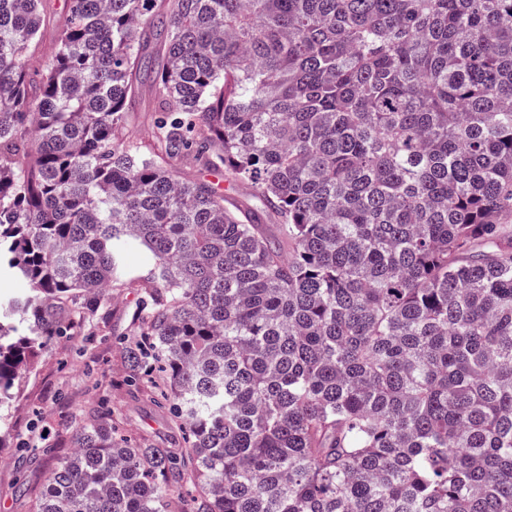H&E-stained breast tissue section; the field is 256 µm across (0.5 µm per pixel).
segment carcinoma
Returning a JSON list of instances; mask_svg holds the SVG:
<instances>
[{
  "label": "carcinoma",
  "mask_w": 512,
  "mask_h": 512,
  "mask_svg": "<svg viewBox=\"0 0 512 512\" xmlns=\"http://www.w3.org/2000/svg\"><path fill=\"white\" fill-rule=\"evenodd\" d=\"M42 2L0 0V409L139 249L190 441L105 410L36 512H512V0H67L35 67ZM149 80L145 82L142 97L138 103V111L134 112L133 119L127 127V133L142 140H147L153 125L155 112H152V100L149 91Z\"/></svg>",
  "instance_id": "1"
}]
</instances>
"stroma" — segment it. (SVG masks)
<instances>
[{
	"label": "stroma",
	"instance_id": "35a3bbf8",
	"mask_svg": "<svg viewBox=\"0 0 512 512\" xmlns=\"http://www.w3.org/2000/svg\"><path fill=\"white\" fill-rule=\"evenodd\" d=\"M143 295L135 282L110 288L80 334L52 337L21 372L0 415V512H30L52 464L73 451L78 427L102 410H112L117 436L131 445L184 449L188 433L162 400L165 374L129 381L127 352L137 341Z\"/></svg>",
	"mask_w": 512,
	"mask_h": 512
}]
</instances>
